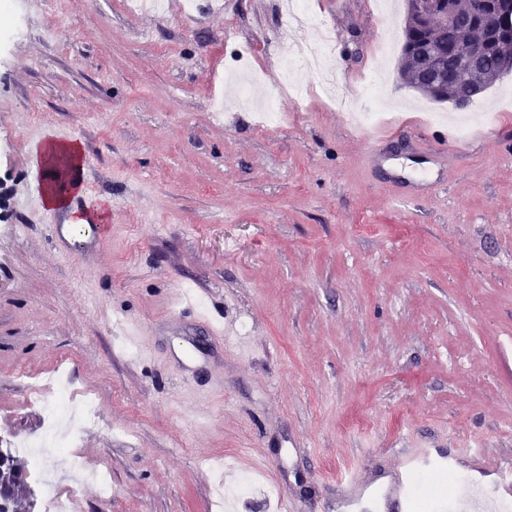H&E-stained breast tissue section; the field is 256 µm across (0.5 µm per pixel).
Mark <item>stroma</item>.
Here are the masks:
<instances>
[{"label": "stroma", "mask_w": 512, "mask_h": 512, "mask_svg": "<svg viewBox=\"0 0 512 512\" xmlns=\"http://www.w3.org/2000/svg\"><path fill=\"white\" fill-rule=\"evenodd\" d=\"M0 41V440L38 434L31 378L71 374L101 423L51 456L82 512H376L392 471L439 448L512 464V72L467 106L400 77L405 0H314L334 34L319 70L286 74L282 0L193 14L130 0H10ZM233 32L225 41V32ZM370 123L325 96L320 72ZM306 92L282 119L244 101ZM80 145L104 224L60 253L26 211L32 147ZM447 152L448 170L432 156ZM198 291L235 339L206 335ZM199 304V305H200ZM149 329L141 348L126 321ZM104 471L112 493L71 479ZM250 475L239 499L220 493Z\"/></svg>", "instance_id": "obj_1"}]
</instances>
